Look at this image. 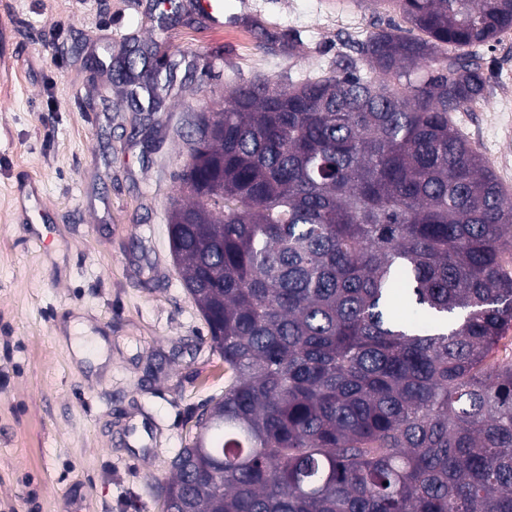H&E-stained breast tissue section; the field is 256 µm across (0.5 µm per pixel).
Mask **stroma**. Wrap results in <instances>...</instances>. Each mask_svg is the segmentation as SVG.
<instances>
[{
	"label": "stroma",
	"instance_id": "stroma-1",
	"mask_svg": "<svg viewBox=\"0 0 512 512\" xmlns=\"http://www.w3.org/2000/svg\"><path fill=\"white\" fill-rule=\"evenodd\" d=\"M363 0H0V512H159L224 394L168 243L197 113L329 71L393 21ZM454 122L512 193V43ZM39 208L18 223L20 191Z\"/></svg>",
	"mask_w": 512,
	"mask_h": 512
}]
</instances>
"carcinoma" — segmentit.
Returning a JSON list of instances; mask_svg holds the SVG:
<instances>
[{
  "mask_svg": "<svg viewBox=\"0 0 512 512\" xmlns=\"http://www.w3.org/2000/svg\"><path fill=\"white\" fill-rule=\"evenodd\" d=\"M403 24L288 88L224 93L169 242L224 396L176 512H512V198L451 113L512 0H366Z\"/></svg>",
  "mask_w": 512,
  "mask_h": 512,
  "instance_id": "carcinoma-1",
  "label": "carcinoma"
}]
</instances>
